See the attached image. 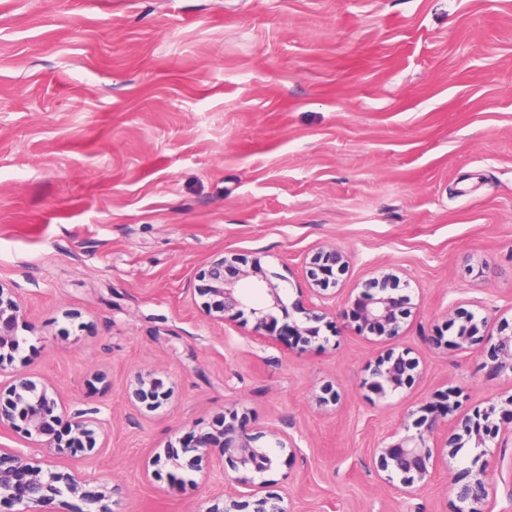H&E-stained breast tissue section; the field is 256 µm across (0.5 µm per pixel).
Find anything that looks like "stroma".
Masks as SVG:
<instances>
[{
	"mask_svg": "<svg viewBox=\"0 0 512 512\" xmlns=\"http://www.w3.org/2000/svg\"><path fill=\"white\" fill-rule=\"evenodd\" d=\"M324 244L344 293L408 282L394 343L341 319L306 346L200 309L227 251L308 300ZM0 283L24 300L23 371L108 423L98 455L52 468L104 478L112 512L222 504L153 459L229 412L295 439L267 474L293 512H454L469 449L408 498L369 461L448 388L468 412L512 394L486 354L431 343L482 305L487 344L512 324V0H0ZM392 346L420 375L382 400L362 381ZM139 372L161 407L130 398Z\"/></svg>",
	"mask_w": 512,
	"mask_h": 512,
	"instance_id": "stroma-1",
	"label": "stroma"
}]
</instances>
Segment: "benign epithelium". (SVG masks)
Masks as SVG:
<instances>
[{
  "instance_id": "benign-epithelium-1",
  "label": "benign epithelium",
  "mask_w": 512,
  "mask_h": 512,
  "mask_svg": "<svg viewBox=\"0 0 512 512\" xmlns=\"http://www.w3.org/2000/svg\"><path fill=\"white\" fill-rule=\"evenodd\" d=\"M348 267V257L334 247H321L307 262V275L313 293L310 301L286 303L285 288L273 282L261 267V259L249 261L228 252L214 260L202 273L206 287L199 290L202 310L211 318L222 320L225 314L239 315L248 306L249 296L236 288V280L250 279L253 286L264 291L262 308H250L255 317L254 332L263 335L277 315L288 319L281 333L293 335L308 343L321 331L320 324L329 327L332 320L350 318L359 336L392 340L400 335L405 319L411 315V298L398 294L400 278L384 271L365 281L362 291L347 298L342 306L329 309L325 291L338 285L336 274ZM299 317H293V314ZM25 306L21 295L0 283V371L13 363L25 338L20 334L24 324ZM489 318L470 312L458 326L455 336L443 343L446 350L466 352L474 349L484 338ZM491 371L512 374V332L499 336L492 349ZM418 362L406 350L394 348L379 356L363 381L379 398H385L410 386L416 377ZM129 392L139 403L157 408L167 396L160 382L148 375L138 374ZM460 390L450 388L442 410L429 417L420 416L412 424L393 428L374 449L373 460L380 478L401 495L412 494L416 485L425 486L436 476L438 463H448L459 449L468 446L472 455L466 472L470 480L452 484L457 505L455 512H494L498 488L512 502V474L504 478V455L497 452L512 441V430L499 435L500 428L492 417L501 412L512 421V395L490 404L474 415L467 413L448 420V414L459 407ZM66 425L67 439L62 440L56 427ZM0 426L22 431L32 442L34 452L20 448H0V502L19 505L16 512H53L50 505L65 493L77 495L86 503L97 506V512H112L107 504L106 487L99 478L82 471L52 472L44 465L57 455L72 450L92 452L102 448L106 420L89 412L70 413L58 407L57 394L46 384L41 386L24 373L17 371L6 383L0 382ZM297 444L285 431L245 432L237 414L223 419L217 435L208 432L194 437L185 447L186 457L176 461L179 469L191 472L208 471L209 476L225 489L224 506L206 512H291L285 498L273 490L265 479L279 463L285 465L295 456ZM239 487L252 488V502L240 500Z\"/></svg>"
}]
</instances>
